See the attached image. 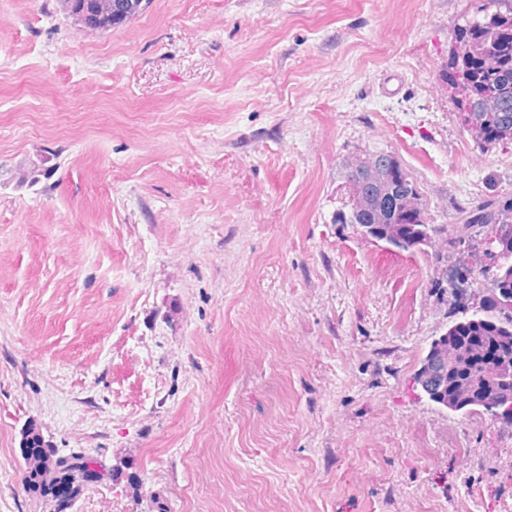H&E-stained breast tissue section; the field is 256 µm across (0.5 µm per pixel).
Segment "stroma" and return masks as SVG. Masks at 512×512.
<instances>
[{
  "label": "stroma",
  "instance_id": "obj_1",
  "mask_svg": "<svg viewBox=\"0 0 512 512\" xmlns=\"http://www.w3.org/2000/svg\"><path fill=\"white\" fill-rule=\"evenodd\" d=\"M474 0H0V512H512V426L414 375L445 263L336 223L383 150L434 224L512 194L443 81ZM60 2L64 5L67 14L84 29L96 32H107L119 28L138 15L146 5L144 0H61ZM22 437L26 440L21 447L29 448L26 486L53 503V512H67L86 486L112 476V466L83 452L57 456L55 449L32 427L25 428ZM89 465H95L97 471L88 470Z\"/></svg>",
  "mask_w": 512,
  "mask_h": 512
}]
</instances>
